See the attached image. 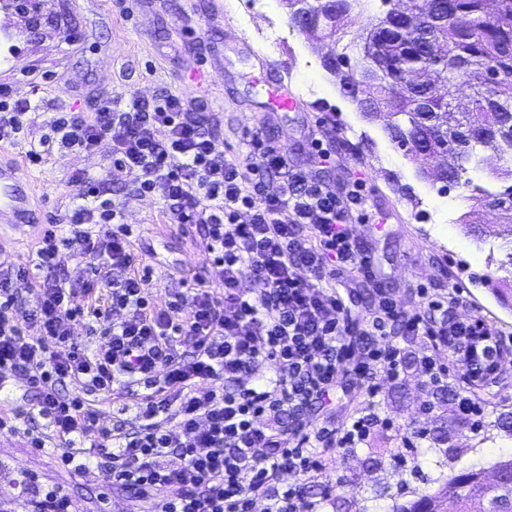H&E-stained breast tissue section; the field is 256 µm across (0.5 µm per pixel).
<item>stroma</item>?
I'll return each instance as SVG.
<instances>
[{
  "label": "stroma",
  "instance_id": "1",
  "mask_svg": "<svg viewBox=\"0 0 512 512\" xmlns=\"http://www.w3.org/2000/svg\"><path fill=\"white\" fill-rule=\"evenodd\" d=\"M247 2L10 0L9 8L0 7V86L35 107L8 157L41 187L40 223L67 224L76 204L74 175L99 178L133 229L135 252L152 270V302L164 304L189 284L223 293L197 226L171 223L161 199L136 196L127 173L113 166L109 142L84 154L51 139L58 112H94L105 95L152 97L177 87V73L197 63L209 70V83L184 95L227 156L250 151V125L259 126L263 140L292 158L310 154L319 136L332 153L319 173L325 186L336 192L362 185L372 219L362 221L360 212H352L349 227L358 246L374 256L378 280L355 273L337 278L353 315L372 308L380 287L412 314L419 310L417 289L442 293L455 285L464 302L450 306L449 316L479 314L512 337V286L495 265L507 248L496 212H480L476 231H467L462 218L473 205L468 191L442 194L421 179L417 164L388 139L383 121H365L323 69L322 58L335 51V42L302 32L280 43L268 41L258 27L241 25ZM215 5L223 22L208 19ZM66 30L74 42L63 41ZM280 82L305 102V109H268V93ZM44 140L50 148L43 162L29 164V146ZM498 362L496 378L476 388L485 410L476 430L453 412L460 380L425 387L412 369L404 380L384 383L375 410L387 426L377 428L366 445L333 450L323 475L308 483L307 497L340 483L343 512H390L394 503L435 492L470 470L493 476L499 462L512 458V346L504 347ZM83 398L96 410L100 426L136 423L132 389L118 385L112 393L87 392ZM429 402L434 409L423 414ZM419 418L426 422V434L414 440L413 452H405L403 440ZM31 430L44 433L45 449L30 447ZM61 451L40 418L25 429L0 433V512H12L24 474L62 486L73 512H135L130 493L113 489L106 467L64 471L57 463Z\"/></svg>",
  "mask_w": 512,
  "mask_h": 512
}]
</instances>
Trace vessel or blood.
Here are the masks:
<instances>
[{"instance_id":"vessel-or-blood-1","label":"vessel or blood","mask_w":512,"mask_h":512,"mask_svg":"<svg viewBox=\"0 0 512 512\" xmlns=\"http://www.w3.org/2000/svg\"><path fill=\"white\" fill-rule=\"evenodd\" d=\"M18 172L15 163L0 165V223L24 235L37 223L31 203L38 199L39 187L33 181L21 179Z\"/></svg>"}]
</instances>
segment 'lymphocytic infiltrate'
Segmentation results:
<instances>
[{
	"label": "lymphocytic infiltrate",
	"mask_w": 512,
	"mask_h": 512,
	"mask_svg": "<svg viewBox=\"0 0 512 512\" xmlns=\"http://www.w3.org/2000/svg\"><path fill=\"white\" fill-rule=\"evenodd\" d=\"M187 107L172 90L105 97L93 119L61 113L54 132L62 146L87 154L109 140L113 165L131 176L139 195L163 200L174 223L199 226L223 296L198 283L164 305L150 304L149 271L120 207L105 200L99 179L76 176L68 233L50 224L39 236L43 276L31 310L39 336L19 324L18 291L0 285V372L23 373L36 393L30 408L0 417V430L47 419L66 447L61 468L84 471L82 448L96 449L113 486L133 491L151 512H254L258 502L263 512H318L304 487L332 449L359 447L380 425L373 405L380 379L396 382L407 373L410 352L401 337L427 340L418 364L429 386L447 378L436 362L440 351L470 383L493 379L504 340L483 316H410L384 294L355 332L333 282L337 271H361L366 256L347 227L349 210L364 204L361 186L336 193L320 183L317 170L331 158L325 148L299 163L265 143L243 159L226 158ZM274 180L283 183L280 194L265 193ZM64 248L84 263L86 279L57 270ZM247 280L259 284L258 294L243 289ZM118 309L128 317L114 320ZM77 324L100 336L95 352L75 336ZM184 342L189 351H180ZM267 363L276 374L271 384H240L244 372ZM201 381L206 391H198ZM229 381L236 390H225ZM344 381L368 398L363 412L332 429L285 428L284 417L332 401ZM70 384L104 393L116 384L141 387L137 426L100 427L82 398L64 394ZM161 416L170 429L158 428ZM286 474L292 483H283Z\"/></svg>",
	"instance_id": "lymphocytic-infiltrate-1"
}]
</instances>
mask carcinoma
Segmentation results:
<instances>
[{
	"label": "carcinoma",
	"instance_id": "obj_1",
	"mask_svg": "<svg viewBox=\"0 0 512 512\" xmlns=\"http://www.w3.org/2000/svg\"><path fill=\"white\" fill-rule=\"evenodd\" d=\"M289 19L307 9L327 37L336 38L333 65L344 84L358 89L373 110L386 117L390 140L411 159L439 161L448 171L446 187L467 188L475 203L500 209L512 237V0H497L494 15L485 0H410L383 9L373 27L347 38L345 20L360 0H287ZM358 48L356 57L350 49ZM464 94L470 107L450 119L452 100ZM496 150L491 177L505 184L491 191L473 183L469 172L484 166L482 151ZM459 512H509L512 460L498 464L496 481L485 483L469 472L449 483ZM441 496L423 495L393 506L392 512H442Z\"/></svg>",
	"mask_w": 512,
	"mask_h": 512
}]
</instances>
